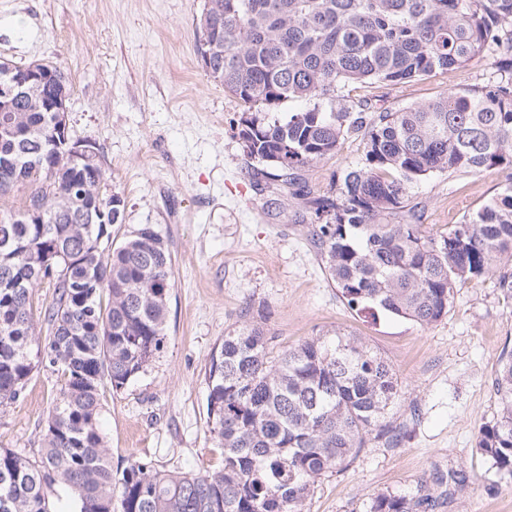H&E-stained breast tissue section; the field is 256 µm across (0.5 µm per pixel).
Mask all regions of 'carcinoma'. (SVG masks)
Here are the masks:
<instances>
[{
    "label": "carcinoma",
    "mask_w": 512,
    "mask_h": 512,
    "mask_svg": "<svg viewBox=\"0 0 512 512\" xmlns=\"http://www.w3.org/2000/svg\"><path fill=\"white\" fill-rule=\"evenodd\" d=\"M197 52L207 74L245 106L243 154L286 177L365 130L363 162L336 193L311 201L309 236L349 309L428 327L455 292L483 276L512 299V0H205ZM490 61L480 86L369 116L333 107L350 83L398 85ZM51 87L0 105V408L17 401L36 366L34 290L54 288L43 323L46 361L63 378L41 459L0 448V512H51L47 488L75 491L79 512H305L322 476L346 468L374 436L400 429L391 365L361 341L312 336L272 355L252 323L224 335L206 370L207 424L224 447L216 473H164L129 458L114 468L98 428L101 387L124 388L165 339L174 287L163 236L143 224L117 246L124 200L105 195L99 152L70 163L53 145ZM286 101L313 106L272 115ZM495 170L501 191L448 232L431 235L409 185L443 172ZM41 222L30 220L34 199ZM100 212L89 223L83 216ZM498 412L476 447L512 479V350L494 374ZM425 499L380 494L370 512H418Z\"/></svg>",
    "instance_id": "cac0c4a2"
}]
</instances>
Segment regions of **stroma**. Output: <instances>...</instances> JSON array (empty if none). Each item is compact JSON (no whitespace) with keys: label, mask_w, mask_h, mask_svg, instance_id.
<instances>
[{"label":"stroma","mask_w":512,"mask_h":512,"mask_svg":"<svg viewBox=\"0 0 512 512\" xmlns=\"http://www.w3.org/2000/svg\"><path fill=\"white\" fill-rule=\"evenodd\" d=\"M204 0H0V57L49 62L73 90V139L96 143L106 194L125 201L123 240L155 225L172 256L163 350L121 390L103 385L98 425L113 465L136 457L162 471L214 473L224 450L207 425L205 369L224 334L263 320L282 351L311 336H350L390 363L401 392L391 410L399 446L370 439L343 471L322 477L305 512H370L381 493L432 495V512H512V480L489 471L478 427L498 407L494 371L512 348V301L494 278L459 289L447 316L422 328L350 310L324 271L308 229L312 199L334 194L364 158L362 133L295 174L254 178L234 125L243 103L208 76L196 50ZM488 61L407 84H355L375 111L428 103L449 87L483 84ZM503 177L443 172L411 184L427 231L439 234L495 196ZM61 380L39 366L0 411V448L38 460ZM464 474L449 493L436 476Z\"/></svg>","instance_id":"1"}]
</instances>
